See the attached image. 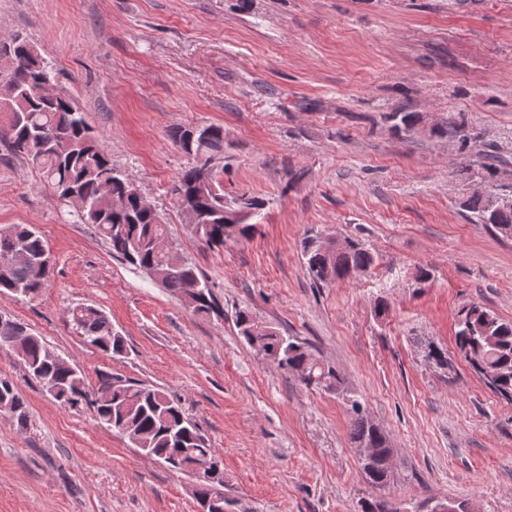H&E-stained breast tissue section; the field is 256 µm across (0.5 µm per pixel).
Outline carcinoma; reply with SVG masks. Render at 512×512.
<instances>
[{
    "label": "carcinoma",
    "mask_w": 512,
    "mask_h": 512,
    "mask_svg": "<svg viewBox=\"0 0 512 512\" xmlns=\"http://www.w3.org/2000/svg\"><path fill=\"white\" fill-rule=\"evenodd\" d=\"M28 39L18 35L0 41V105L13 111L0 115V144L41 171L58 198L75 194L82 208L69 211L76 222L90 224L104 237L112 256L145 272L168 291L186 298L200 317H220L223 308L208 280L197 268L166 247V228L158 210L140 203L139 191L127 175L112 165L109 153L64 89L50 94L45 85L55 81L52 69ZM386 121L397 133L410 134L422 116L400 108ZM432 132L461 145L471 138L468 115L453 112ZM171 139L194 164L179 173L169 192L189 227L209 247L229 241L249 240L258 232L252 222L264 208V199L240 192L224 194L214 161L224 158V128L216 124L178 127ZM508 159L496 151L477 160H464L455 169L463 186L461 206L474 224L512 237V182L507 181ZM42 235L31 225L0 228V295L33 298L48 287L53 261ZM303 267L312 284L349 280L374 265L376 255L365 242L350 238L342 246L323 242L310 234L303 244ZM68 320L88 345L116 358L127 354L126 339L112 326L107 314L90 305L66 310ZM259 323L252 311L235 313L239 335L249 346L260 343L265 353L285 373L308 387L334 391L347 401L351 415L350 438L355 447L375 449L369 459H359L368 482L385 489L390 481L392 448L384 431L369 420L363 402L349 395L341 374L320 361L306 342L285 335L270 323L256 335ZM454 342L458 356L501 400L512 404V321H505L480 305L462 306L456 315ZM22 360L28 375L41 383L65 407L86 404L101 426L129 439L142 454L166 468L196 477V495L224 498V463L200 428L185 413L182 403L141 380L121 379L103 373L88 387L82 372L51 356L42 337L21 322L0 314V349ZM0 411L11 415L16 426L28 425L27 403L15 385L0 378ZM361 512H402L401 505L380 497L361 503Z\"/></svg>",
    "instance_id": "carcinoma-1"
}]
</instances>
